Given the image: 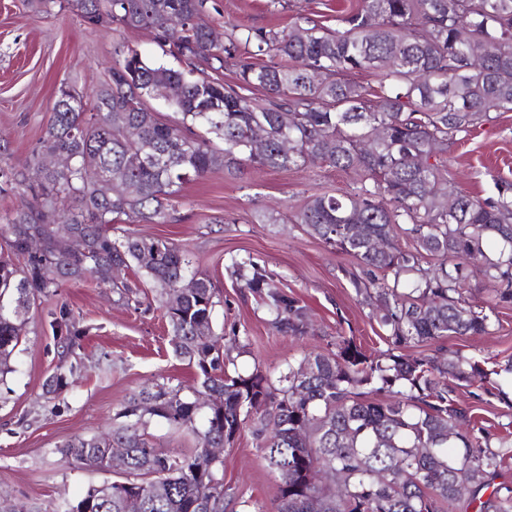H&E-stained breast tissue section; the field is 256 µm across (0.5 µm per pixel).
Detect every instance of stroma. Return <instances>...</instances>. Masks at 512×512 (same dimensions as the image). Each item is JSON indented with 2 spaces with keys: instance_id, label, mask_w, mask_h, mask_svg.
Returning a JSON list of instances; mask_svg holds the SVG:
<instances>
[{
  "instance_id": "stroma-1",
  "label": "stroma",
  "mask_w": 512,
  "mask_h": 512,
  "mask_svg": "<svg viewBox=\"0 0 512 512\" xmlns=\"http://www.w3.org/2000/svg\"><path fill=\"white\" fill-rule=\"evenodd\" d=\"M286 2L276 9L269 0H214L204 20L219 32L228 22L283 30L300 16L336 29L356 0ZM120 42L149 60L179 66L163 55L149 31L120 34L88 25L65 9L37 14L28 0H0V143L13 167L25 168L38 149L60 84L72 81L91 93L106 79ZM447 156L459 192L485 197L494 193L495 179L512 182V112L490 113L450 142ZM354 187L351 173L321 163L288 171L252 169L237 177L216 171L184 184L167 223L130 224L126 230L191 252L194 271L208 275L217 290L215 333L239 336L237 371L258 369L275 378L303 352L332 353L345 338L376 359L391 345L346 274L353 259L310 236L303 225L267 221L273 207L290 216L311 195H340ZM232 252L265 265L282 289L299 298L309 314L306 335L273 330L263 301L227 271ZM124 280L136 287L135 304H124L117 289L94 277L32 301L13 370L0 378V512L17 506L23 512H52L60 500H78L90 487L115 480L114 472L85 469L66 458L61 445L111 427L116 410L142 388L163 382L192 386L195 369L173 351L161 288L135 269ZM62 307L83 331L65 353L50 327L52 312ZM411 352L478 360L487 378L449 380L448 396L472 408L491 444L512 439V394H500L495 375L496 367L512 358V305L500 308L490 334L446 336ZM61 364L73 367L74 375L54 399H45L44 386ZM223 460L227 512H273L279 479L267 467L251 427L241 430Z\"/></svg>"
}]
</instances>
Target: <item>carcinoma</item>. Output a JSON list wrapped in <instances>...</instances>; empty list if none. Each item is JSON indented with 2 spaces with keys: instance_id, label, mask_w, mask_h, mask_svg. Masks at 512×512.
<instances>
[{
  "instance_id": "obj_1",
  "label": "carcinoma",
  "mask_w": 512,
  "mask_h": 512,
  "mask_svg": "<svg viewBox=\"0 0 512 512\" xmlns=\"http://www.w3.org/2000/svg\"><path fill=\"white\" fill-rule=\"evenodd\" d=\"M59 3L95 26L145 29L186 65L168 68L121 44L108 80L92 94L63 82L49 125L29 164L44 155L73 158L67 170L0 165V178L33 203L6 216L0 236L24 257L0 262V375L21 342L31 299L104 269L131 266L165 292L174 353L196 370L197 388L157 384L115 413L112 429L62 445L91 469L112 468L110 449H126L117 479L88 490L59 512H225L224 461L210 448L231 444L252 424L280 484L275 512H512V488L497 486L504 457L474 435L475 417L448 402V378L484 377L463 357L389 353L373 359L352 340L334 354L307 352L279 376L228 373L239 337L212 328L217 292L188 274L191 253L161 239L116 234L119 224H164L192 177L223 169L291 170L315 161L360 175L350 194L316 195L291 216L336 252L356 260V292L374 306L394 348L445 336L488 334L491 316L462 298L471 265L491 285L490 309L512 303V183L488 197L458 192L448 178V141L491 112L512 111V0H360L330 30L300 17L286 31L231 26L214 43L203 21L209 0H34L39 13ZM187 24L168 29L167 16ZM236 81L224 83V66ZM368 72L377 87L347 75ZM163 120L151 101L172 87ZM255 88L261 98L241 90ZM224 140L217 149L193 130ZM288 141L289 149L281 144ZM143 163L132 168L129 157ZM95 169L99 178L84 172ZM67 224L70 235H58ZM404 236L413 248L403 250ZM30 238L40 254L27 248ZM226 269L267 299L277 332L303 336L306 308L276 286L265 266L230 256ZM63 349L82 330L62 308L51 324ZM371 391L385 399L369 398ZM211 404L197 406L195 393ZM158 418L197 440L193 453L158 451L145 434Z\"/></svg>"
}]
</instances>
